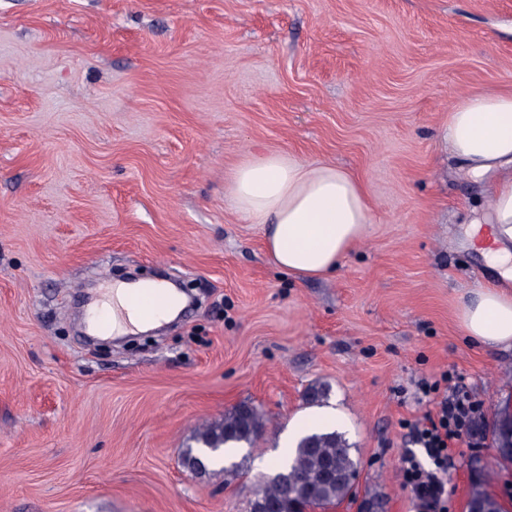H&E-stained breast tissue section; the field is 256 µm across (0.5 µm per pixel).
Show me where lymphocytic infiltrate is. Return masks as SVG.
<instances>
[{
	"label": "lymphocytic infiltrate",
	"instance_id": "obj_1",
	"mask_svg": "<svg viewBox=\"0 0 512 512\" xmlns=\"http://www.w3.org/2000/svg\"><path fill=\"white\" fill-rule=\"evenodd\" d=\"M418 390L431 409L422 420L401 422L413 444L400 459L402 485L409 490L416 512H450L453 450L470 437L482 405L447 370L422 378Z\"/></svg>",
	"mask_w": 512,
	"mask_h": 512
}]
</instances>
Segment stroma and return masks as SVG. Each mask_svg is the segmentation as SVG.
<instances>
[{
	"label": "stroma",
	"instance_id": "obj_1",
	"mask_svg": "<svg viewBox=\"0 0 512 512\" xmlns=\"http://www.w3.org/2000/svg\"><path fill=\"white\" fill-rule=\"evenodd\" d=\"M509 85L512 0H0V512H247L324 408L360 461L332 512H413L399 422L445 370L483 403L452 510L480 481L512 512V349L457 318L493 280L467 234L490 184L442 141L457 96ZM268 151L366 183L374 222L333 275L279 274L230 208L232 170ZM156 274L196 296L186 315L86 334L93 288ZM244 401L257 445L183 465ZM497 443L498 455L504 462L512 464V413L505 409L499 414L498 423L493 431Z\"/></svg>",
	"mask_w": 512,
	"mask_h": 512
}]
</instances>
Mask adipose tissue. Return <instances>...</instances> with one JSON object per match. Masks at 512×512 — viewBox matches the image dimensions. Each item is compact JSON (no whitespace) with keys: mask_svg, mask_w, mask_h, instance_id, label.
Masks as SVG:
<instances>
[{"mask_svg":"<svg viewBox=\"0 0 512 512\" xmlns=\"http://www.w3.org/2000/svg\"><path fill=\"white\" fill-rule=\"evenodd\" d=\"M444 137L448 154L473 180L491 179V193L472 229L495 282L475 291L459 308L465 336L488 349L512 348V89L458 96L448 109ZM231 208L265 227V248L278 272L296 280L332 274L373 222V204L364 183L331 163L307 162L293 154L251 157L232 172ZM136 283L118 282L89 305L88 314L121 308L108 338L135 328L147 331L173 319L185 296L170 291L167 308L144 317L128 303Z\"/></svg>","mask_w":512,"mask_h":512,"instance_id":"1","label":"adipose tissue"}]
</instances>
